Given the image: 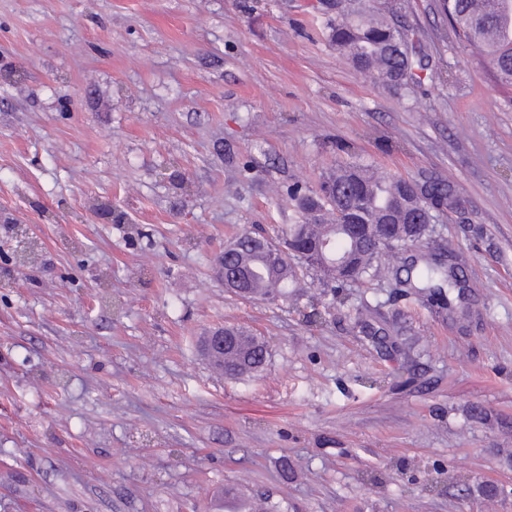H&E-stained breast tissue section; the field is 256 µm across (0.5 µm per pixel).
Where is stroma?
Returning a JSON list of instances; mask_svg holds the SVG:
<instances>
[{
  "mask_svg": "<svg viewBox=\"0 0 512 512\" xmlns=\"http://www.w3.org/2000/svg\"><path fill=\"white\" fill-rule=\"evenodd\" d=\"M319 0H0V512H512V90L441 42L394 93L334 49ZM353 157L465 188L437 225L465 261L445 315L394 281L321 326L235 298L225 239L294 223ZM121 213L122 222L111 219ZM383 307L361 333L360 298ZM263 336L257 376L202 333Z\"/></svg>",
  "mask_w": 512,
  "mask_h": 512,
  "instance_id": "1",
  "label": "stroma"
}]
</instances>
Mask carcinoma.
Wrapping results in <instances>:
<instances>
[{"label":"carcinoma","mask_w":512,"mask_h":512,"mask_svg":"<svg viewBox=\"0 0 512 512\" xmlns=\"http://www.w3.org/2000/svg\"><path fill=\"white\" fill-rule=\"evenodd\" d=\"M445 24L439 40L466 43L493 63V79L512 86V28L508 37L491 34L512 22V0H442ZM406 0H379L365 14H356L349 0H320L330 43L362 73L391 87H421L434 81L430 61L405 25ZM301 220L287 224L275 236L239 235L224 245V280L243 291L241 297L274 300L288 298V289L301 287V261L319 284L330 288L379 282L383 252L420 247L434 237L437 219L455 207L462 187L446 175L418 178L382 174L348 160L322 175L318 190L290 189ZM282 246L287 259L278 265L268 260L271 248ZM405 276H400V273ZM398 287L408 294L445 299V292L461 298L469 285L464 263L448 262L432 254L412 256L393 272ZM379 303L363 299L355 308L358 324L368 319ZM230 336L224 348L222 374L227 378L254 376L264 370L268 350L264 341L238 326L224 327Z\"/></svg>","instance_id":"obj_1"}]
</instances>
